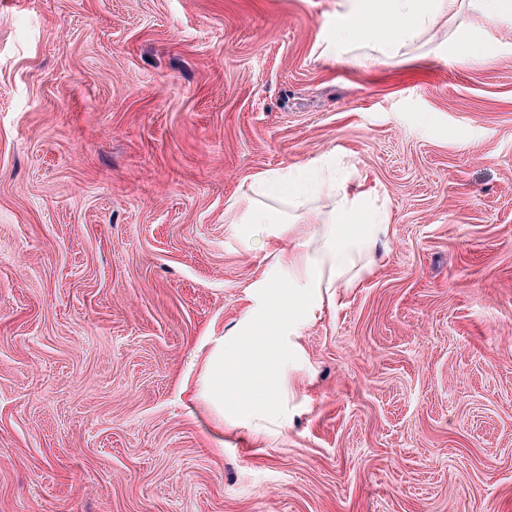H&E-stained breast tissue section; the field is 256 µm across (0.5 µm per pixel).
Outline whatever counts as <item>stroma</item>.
Wrapping results in <instances>:
<instances>
[{"instance_id": "stroma-1", "label": "stroma", "mask_w": 512, "mask_h": 512, "mask_svg": "<svg viewBox=\"0 0 512 512\" xmlns=\"http://www.w3.org/2000/svg\"><path fill=\"white\" fill-rule=\"evenodd\" d=\"M337 2L0 0V512H512V20L362 62ZM331 152L383 260L287 431L216 428L193 359L266 266L224 206Z\"/></svg>"}]
</instances>
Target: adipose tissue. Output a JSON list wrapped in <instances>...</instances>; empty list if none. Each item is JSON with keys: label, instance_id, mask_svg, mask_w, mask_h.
<instances>
[{"label": "adipose tissue", "instance_id": "obj_1", "mask_svg": "<svg viewBox=\"0 0 512 512\" xmlns=\"http://www.w3.org/2000/svg\"><path fill=\"white\" fill-rule=\"evenodd\" d=\"M464 8L491 24L512 18V0H349L334 39L340 48L399 58ZM358 178L322 161L271 169L229 199L225 216L245 235L265 236L268 263L247 312L200 364L194 399L217 426L255 438L287 429L302 328L373 273L391 233L386 208ZM321 196L333 203L329 213L310 206Z\"/></svg>", "mask_w": 512, "mask_h": 512}]
</instances>
